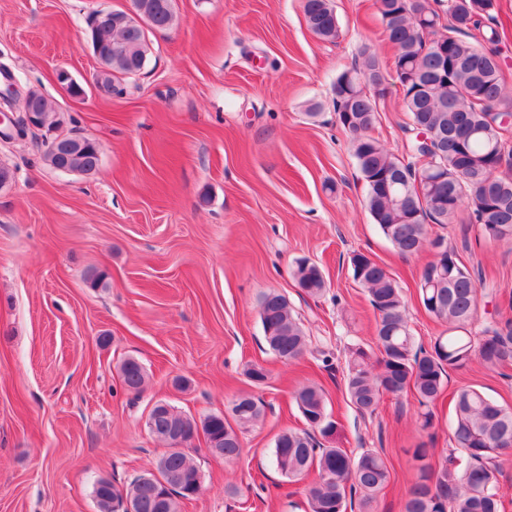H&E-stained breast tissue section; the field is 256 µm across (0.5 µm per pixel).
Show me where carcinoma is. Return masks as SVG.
Listing matches in <instances>:
<instances>
[{
  "instance_id": "obj_1",
  "label": "carcinoma",
  "mask_w": 512,
  "mask_h": 512,
  "mask_svg": "<svg viewBox=\"0 0 512 512\" xmlns=\"http://www.w3.org/2000/svg\"><path fill=\"white\" fill-rule=\"evenodd\" d=\"M147 4L146 13L133 27L99 26L95 37L108 61L109 72L100 88L112 92V75L141 71L149 50L144 25L166 29L175 20V0H132L133 7ZM439 0H377L382 25L394 54L392 66L403 86V110L408 130L426 134L413 139L407 154L398 155L370 135L377 112L371 91L361 88L369 77L383 83L390 75L378 55L367 48L361 61L342 72L333 87L335 109L350 114L342 127L359 171L367 185L366 208L393 248L410 257L428 249L432 259L423 267L418 283L425 311L446 326L429 348L415 347L408 325L402 289L383 266L362 252L349 256L352 277L368 293L376 314L374 341L379 352L371 363V350L363 345L348 349L345 389L361 413H372L386 394L414 391L420 429L430 433L436 425L433 411L442 395L449 372L478 361L496 370L512 362V320L486 323L481 335L472 332L477 312L478 283L482 273L469 268L454 247L433 251L444 236L434 226H445L467 208L484 236L512 244V174L501 171L505 157L512 156L509 127L503 118L512 115V93L505 92L504 76L495 54L476 48L468 37L482 23L494 19L496 0H448V20L436 5ZM309 29L320 39L335 41L341 31L330 0H304ZM448 44V58L458 60L443 71L439 54ZM38 112L48 129L59 115L43 95L24 103ZM81 173L99 165L97 143L87 139L72 148H46L44 159L52 167L56 153ZM291 277L296 286L313 297L327 288L324 274L308 258L295 261ZM259 314L270 350L284 361L302 357L307 347L305 332L294 317L285 295L269 290L259 300ZM123 388L140 393L147 372L134 358L119 366ZM306 428H287L277 435L272 464L286 477L301 476L310 468L318 479L306 489L308 512H347V501L359 496L361 512H375L380 490L387 483V458L375 449L353 456L338 445L339 424L327 410L323 389L301 386L294 395ZM450 422L454 447L438 467L429 462L431 449L423 442L413 458L419 477L410 489L402 512H503L500 483L501 457L512 450V406L500 404L482 391L466 386L454 397ZM231 417L208 415L201 420L205 441L225 458L238 457L242 437L262 422L264 403L243 394L232 404ZM188 416L169 407L155 420L150 434L161 440L182 430ZM321 440H316L315 435ZM160 478L140 475L124 489L95 491L99 512H117L123 498L135 512H180L181 504L194 499L191 490L201 479L199 469L184 450L165 451L155 462Z\"/></svg>"
}]
</instances>
